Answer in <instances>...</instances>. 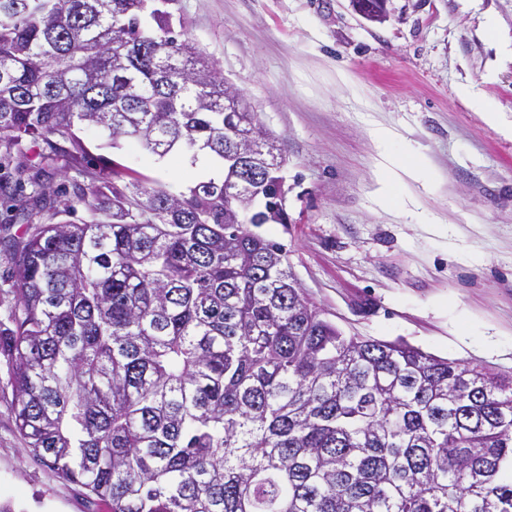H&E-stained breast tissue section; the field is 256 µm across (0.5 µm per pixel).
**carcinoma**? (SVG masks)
Instances as JSON below:
<instances>
[{
  "label": "carcinoma",
  "mask_w": 512,
  "mask_h": 512,
  "mask_svg": "<svg viewBox=\"0 0 512 512\" xmlns=\"http://www.w3.org/2000/svg\"><path fill=\"white\" fill-rule=\"evenodd\" d=\"M173 0H0V148L22 173L8 344L34 458L108 512H512V378L346 336L304 294L274 198L286 164L230 199L266 132L178 39ZM95 127L224 176L174 193L65 177ZM82 222L42 223L43 212Z\"/></svg>",
  "instance_id": "obj_1"
}]
</instances>
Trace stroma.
<instances>
[{
  "label": "stroma",
  "mask_w": 512,
  "mask_h": 512,
  "mask_svg": "<svg viewBox=\"0 0 512 512\" xmlns=\"http://www.w3.org/2000/svg\"><path fill=\"white\" fill-rule=\"evenodd\" d=\"M364 19L352 0H175L182 39L198 46L252 105L287 160L284 244L305 295L345 335L404 340L436 356L512 376V135L488 127L459 95L470 85L512 122V0H387ZM422 160L380 202L370 131ZM91 157L124 179L183 190L208 159L176 170L141 145ZM27 226L0 202V326L16 300L15 244ZM12 365L0 338V506L13 512H107L37 461L15 425Z\"/></svg>",
  "instance_id": "obj_1"
}]
</instances>
